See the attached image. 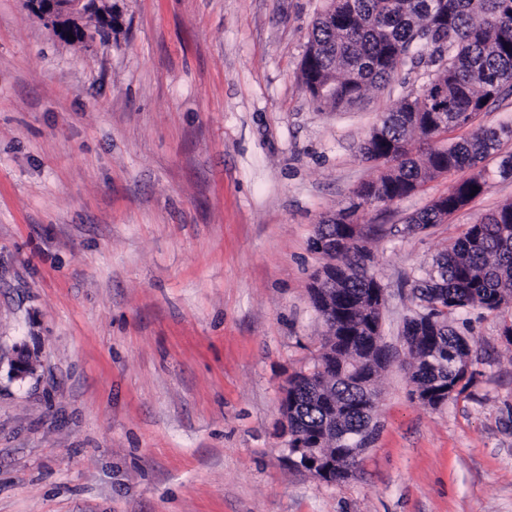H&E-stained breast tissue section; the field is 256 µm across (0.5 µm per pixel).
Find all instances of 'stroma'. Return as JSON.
<instances>
[{"label":"stroma","instance_id":"obj_1","mask_svg":"<svg viewBox=\"0 0 512 512\" xmlns=\"http://www.w3.org/2000/svg\"><path fill=\"white\" fill-rule=\"evenodd\" d=\"M108 40L64 42L0 0V512H512V311L462 312L478 360L460 396L412 399L406 357L378 381L361 473L293 463L283 388L311 366L326 262L316 224L381 168L360 143L432 66L317 109L299 69L326 0H112ZM447 222L407 219L458 176L358 212L402 344L412 287L512 179ZM10 375L14 380H25L33 375L34 362L24 346H16L9 359Z\"/></svg>","mask_w":512,"mask_h":512}]
</instances>
